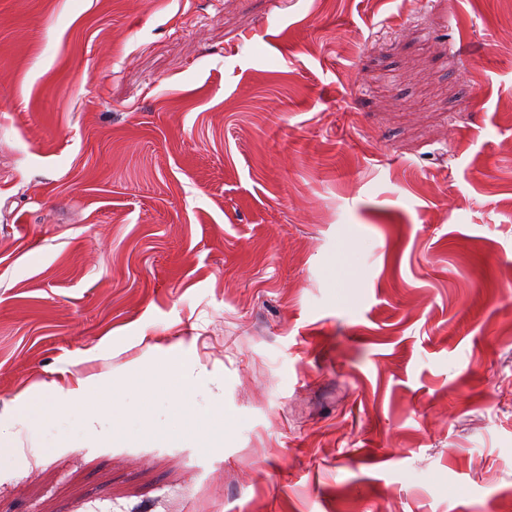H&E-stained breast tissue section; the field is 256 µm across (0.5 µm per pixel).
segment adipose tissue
I'll return each instance as SVG.
<instances>
[{
    "label": "adipose tissue",
    "instance_id": "1",
    "mask_svg": "<svg viewBox=\"0 0 512 512\" xmlns=\"http://www.w3.org/2000/svg\"><path fill=\"white\" fill-rule=\"evenodd\" d=\"M159 376L144 377L131 373L129 380L141 389L142 406L150 408L157 394L171 392L186 395L194 380L193 368L183 357L160 344L148 348ZM106 384L94 377L74 378L53 383L46 395L20 394L0 403V467L23 452V444L15 430L18 418H40L45 411H80L86 427H93L95 416L102 406H109L121 427L113 432L112 441L143 445L174 444L189 448H220L224 445L226 422L223 407H214L207 419H200L193 405L177 406L164 430L146 427L140 412L125 408L122 401L105 402Z\"/></svg>",
    "mask_w": 512,
    "mask_h": 512
}]
</instances>
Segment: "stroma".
Masks as SVG:
<instances>
[{
    "mask_svg": "<svg viewBox=\"0 0 512 512\" xmlns=\"http://www.w3.org/2000/svg\"><path fill=\"white\" fill-rule=\"evenodd\" d=\"M153 343L223 447L22 417L0 512H501L512 0H0V399Z\"/></svg>",
    "mask_w": 512,
    "mask_h": 512,
    "instance_id": "1",
    "label": "stroma"
}]
</instances>
